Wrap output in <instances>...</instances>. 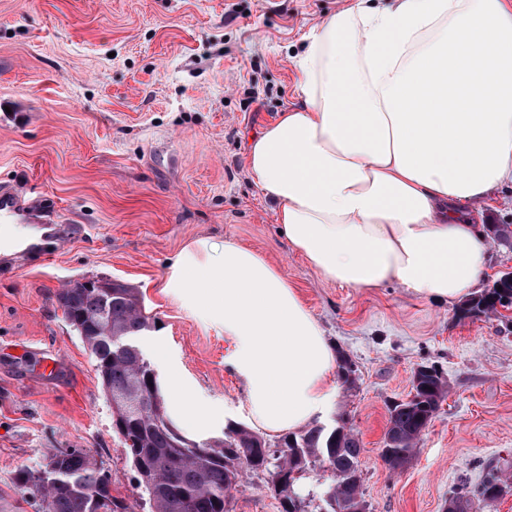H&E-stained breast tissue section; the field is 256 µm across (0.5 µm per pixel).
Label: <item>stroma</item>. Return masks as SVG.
Listing matches in <instances>:
<instances>
[{
	"label": "stroma",
	"mask_w": 512,
	"mask_h": 512,
	"mask_svg": "<svg viewBox=\"0 0 512 512\" xmlns=\"http://www.w3.org/2000/svg\"><path fill=\"white\" fill-rule=\"evenodd\" d=\"M347 0H0V185L46 200L53 224L0 251V512H36L18 487L56 449L78 448L112 476L129 512H150L112 427L95 362L62 316L68 282L137 288L149 335L224 424H248L223 329L160 286L188 242L232 238L298 289L337 355L355 365L323 425L358 434L370 512H445L454 490L498 469L512 476V311L468 317L459 305L387 286L326 282L280 235L250 180V135L298 105L302 38ZM54 353L53 376L37 354ZM438 365L448 395L400 469L380 457L391 403L413 371ZM230 512H281L267 473L243 471Z\"/></svg>",
	"instance_id": "35a3bbf8"
}]
</instances>
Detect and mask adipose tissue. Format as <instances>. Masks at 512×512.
I'll list each match as a JSON object with an SVG mask.
<instances>
[{
  "mask_svg": "<svg viewBox=\"0 0 512 512\" xmlns=\"http://www.w3.org/2000/svg\"><path fill=\"white\" fill-rule=\"evenodd\" d=\"M295 67L301 105L246 155L289 247L348 288L439 304L477 292L491 247L472 215L512 183V0H351L304 36ZM162 291L223 327L254 428L294 432L331 408L337 356L259 252L195 240ZM159 383L180 428L214 419L186 382Z\"/></svg>",
  "mask_w": 512,
  "mask_h": 512,
  "instance_id": "1",
  "label": "adipose tissue"
}]
</instances>
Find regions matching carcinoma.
Returning a JSON list of instances; mask_svg holds the SVG:
<instances>
[{"label":"carcinoma","mask_w":512,"mask_h":512,"mask_svg":"<svg viewBox=\"0 0 512 512\" xmlns=\"http://www.w3.org/2000/svg\"><path fill=\"white\" fill-rule=\"evenodd\" d=\"M58 307L96 359L97 377L112 397L113 428L124 438L136 480L148 496L151 512H228L229 494L244 469L267 472L282 512H307L313 499L326 504L319 512H347L362 495L361 444L353 429L314 425L270 443L246 426L230 422L221 437L196 440L170 418L158 375L139 343L149 328L137 289L110 279L66 284L56 293ZM512 307V281L502 278L467 299L464 315L487 316ZM448 393L447 382L426 376L416 399L389 409L381 448L383 461L397 468L415 453L423 431ZM322 466L331 483L318 492L301 485L304 473ZM503 482L488 474L475 488L462 487L456 498L485 501ZM19 486L37 512H128L112 496V476L86 452L71 448L38 477L23 470Z\"/></svg>","instance_id":"cac0c4a2"}]
</instances>
